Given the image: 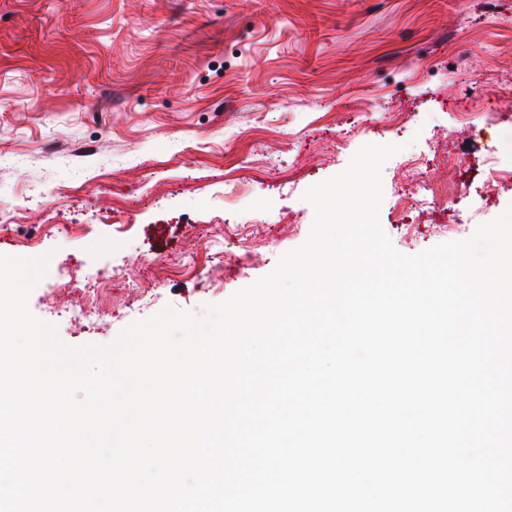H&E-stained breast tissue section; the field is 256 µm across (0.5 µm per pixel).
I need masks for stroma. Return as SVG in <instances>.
Masks as SVG:
<instances>
[{"label":"stroma","instance_id":"stroma-1","mask_svg":"<svg viewBox=\"0 0 512 512\" xmlns=\"http://www.w3.org/2000/svg\"><path fill=\"white\" fill-rule=\"evenodd\" d=\"M460 2L0 0V254L49 255L32 313L78 347L226 300L366 144L402 147L399 252L469 238L512 204V0Z\"/></svg>","mask_w":512,"mask_h":512}]
</instances>
